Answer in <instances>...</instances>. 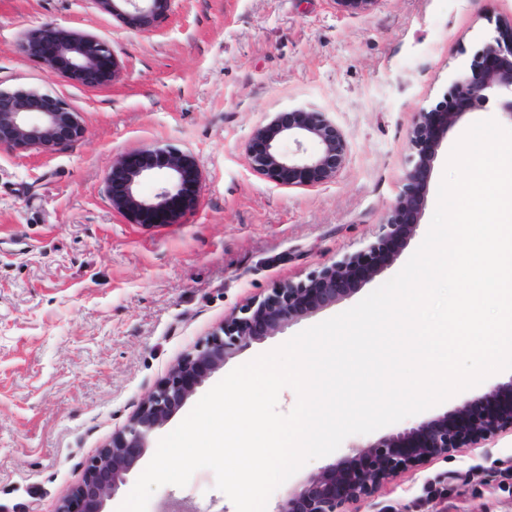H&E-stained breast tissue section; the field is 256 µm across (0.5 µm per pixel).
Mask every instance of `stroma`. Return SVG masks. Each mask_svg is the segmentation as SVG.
<instances>
[{
  "mask_svg": "<svg viewBox=\"0 0 512 512\" xmlns=\"http://www.w3.org/2000/svg\"><path fill=\"white\" fill-rule=\"evenodd\" d=\"M47 26L108 41L113 78L80 83L33 55L30 39ZM510 31L512 0H171L148 26L100 0H0V89L62 99L82 127L48 149L0 146V512H56L86 462L225 317L376 243L405 185L417 112ZM300 106L324 112L346 140L337 175L314 187L274 183L249 155L256 128ZM489 118L512 126L474 110L449 130L420 224L380 273L252 342L196 397L394 277L428 231L453 146ZM165 147L195 161L194 199L177 223H128L112 207V165ZM511 379L495 373L348 436L278 487L266 512L321 468ZM173 501L236 512L208 469L158 488L148 512ZM342 512H512V434L398 472Z\"/></svg>",
  "mask_w": 512,
  "mask_h": 512,
  "instance_id": "obj_1",
  "label": "stroma"
}]
</instances>
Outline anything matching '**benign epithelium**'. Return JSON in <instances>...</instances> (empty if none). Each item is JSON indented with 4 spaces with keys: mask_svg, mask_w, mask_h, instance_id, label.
Returning a JSON list of instances; mask_svg holds the SVG:
<instances>
[{
    "mask_svg": "<svg viewBox=\"0 0 512 512\" xmlns=\"http://www.w3.org/2000/svg\"><path fill=\"white\" fill-rule=\"evenodd\" d=\"M112 14L141 25L162 14L169 0H100ZM50 42L46 59L71 78L89 82L104 67L114 66L112 47L92 36L74 37L45 28ZM490 103L512 118V39L497 38L478 49L468 66L449 83L441 97L417 113L412 128V168L387 222L388 231L367 249L322 269L307 281L283 283L224 319L209 336L183 355L148 395L111 441L86 464L82 481L63 498L57 512H104L127 475L143 457L150 434L164 425L195 389L239 350L290 322L324 309L350 292L349 286L379 273L388 254L405 245L419 226L425 198L422 182L430 172L448 130L467 112ZM286 124L258 128L249 145L254 169L269 180L290 187H314L336 175L345 155L341 130L324 113L298 108ZM80 134L77 113L46 94L0 90V144L14 147L52 146L58 132ZM286 134L296 145L314 139L316 155H285L276 138ZM167 170L166 185L151 199L137 195L138 178ZM193 160L170 149L140 152L118 161L109 176L112 206L132 224H173L181 205L196 186ZM512 432V378L464 401L454 411L367 446L371 464L347 457L310 475L282 501L277 512H338L347 501L382 489L393 474L446 457L456 448L471 447L488 437Z\"/></svg>",
    "mask_w": 512,
    "mask_h": 512,
    "instance_id": "1",
    "label": "benign epithelium"
}]
</instances>
